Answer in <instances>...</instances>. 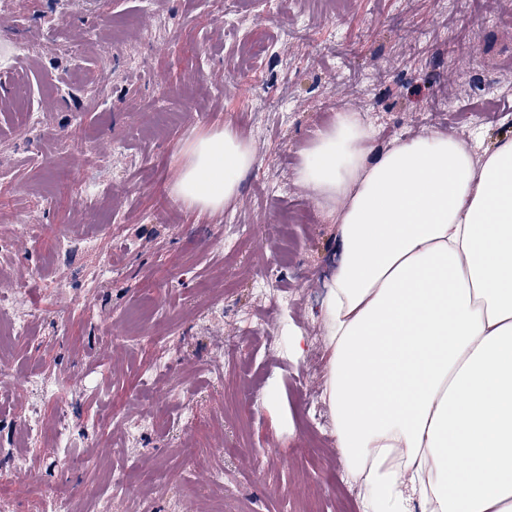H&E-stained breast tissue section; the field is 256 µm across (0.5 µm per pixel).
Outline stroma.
Listing matches in <instances>:
<instances>
[{
	"label": "stroma",
	"instance_id": "35a3bbf8",
	"mask_svg": "<svg viewBox=\"0 0 512 512\" xmlns=\"http://www.w3.org/2000/svg\"><path fill=\"white\" fill-rule=\"evenodd\" d=\"M83 2L0 0V296L30 312L0 347V512H360L324 399L336 215L296 171L340 110L376 154L512 137V0ZM218 124L256 163L207 218L169 188Z\"/></svg>",
	"mask_w": 512,
	"mask_h": 512
}]
</instances>
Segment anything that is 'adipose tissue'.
Returning a JSON list of instances; mask_svg holds the SVG:
<instances>
[{"label": "adipose tissue", "mask_w": 512, "mask_h": 512, "mask_svg": "<svg viewBox=\"0 0 512 512\" xmlns=\"http://www.w3.org/2000/svg\"><path fill=\"white\" fill-rule=\"evenodd\" d=\"M337 113L299 183L336 204L323 308L336 446L362 512H512V138L474 152L429 132L370 153ZM171 186L201 216L256 155L228 125L194 138Z\"/></svg>", "instance_id": "obj_1"}]
</instances>
